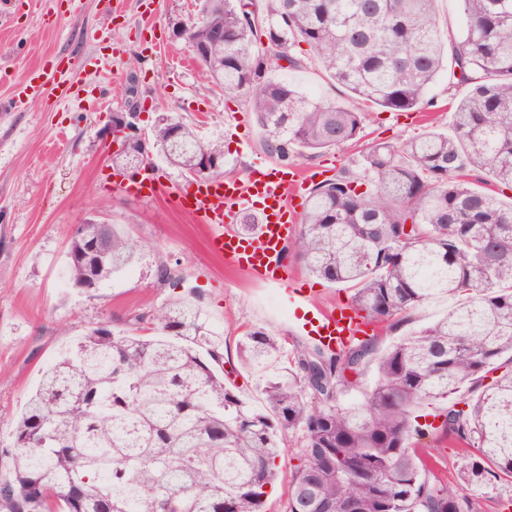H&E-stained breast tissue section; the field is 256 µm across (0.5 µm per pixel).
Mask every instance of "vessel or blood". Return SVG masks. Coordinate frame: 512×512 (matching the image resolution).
<instances>
[{
    "mask_svg": "<svg viewBox=\"0 0 512 512\" xmlns=\"http://www.w3.org/2000/svg\"><path fill=\"white\" fill-rule=\"evenodd\" d=\"M318 170L300 171L274 167L241 183L235 180L201 179L187 185L177 197L183 211L198 219L207 229L211 254L245 270L253 277L277 286H287L288 301L302 316L295 325L298 333L324 347L335 349L348 344L362 331L353 313L318 311L304 293L290 288L287 244L296 233L299 213L296 201L307 183L318 178ZM112 184L126 194L156 196L161 190L158 176L126 180L114 171ZM258 207L262 223L259 232L241 236L232 231L238 212Z\"/></svg>",
    "mask_w": 512,
    "mask_h": 512,
    "instance_id": "b4317fda",
    "label": "vessel or blood"
}]
</instances>
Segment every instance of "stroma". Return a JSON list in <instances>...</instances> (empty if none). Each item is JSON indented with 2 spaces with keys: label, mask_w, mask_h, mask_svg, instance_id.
I'll list each match as a JSON object with an SVG mask.
<instances>
[{
  "label": "stroma",
  "mask_w": 512,
  "mask_h": 512,
  "mask_svg": "<svg viewBox=\"0 0 512 512\" xmlns=\"http://www.w3.org/2000/svg\"><path fill=\"white\" fill-rule=\"evenodd\" d=\"M195 0H0V70L34 73L48 59L71 56L69 96L22 93L0 81V448L12 442V421L60 351L103 322L127 326L146 305L156 307L196 294L211 329L221 339L226 382L254 407H262L259 377L243 369L239 340L251 327L304 343L282 288L226 268L206 250V231L173 202L187 178L159 163L162 191L128 196L112 186V158L119 153L109 124L113 113L134 111L142 132L158 114L220 139L244 182L277 166L245 98L224 96L207 83L173 24L196 15ZM279 77L307 92L368 114L370 139L401 144L430 130H449L450 100L467 87H452L440 74L430 90L433 106L411 112L366 107L328 79L315 60ZM111 219L141 241L130 269L92 292L71 283L65 256L76 225ZM175 280L156 277L159 266ZM290 284L310 293L324 310L352 301V289L332 286L291 258ZM432 466L448 488L459 482L460 445L430 438Z\"/></svg>",
  "instance_id": "35a3bbf8"
}]
</instances>
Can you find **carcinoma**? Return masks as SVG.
I'll return each mask as SVG.
<instances>
[{"instance_id": "1", "label": "carcinoma", "mask_w": 512, "mask_h": 512, "mask_svg": "<svg viewBox=\"0 0 512 512\" xmlns=\"http://www.w3.org/2000/svg\"><path fill=\"white\" fill-rule=\"evenodd\" d=\"M462 34L445 41L436 0H264L268 45L239 0H201L181 36L226 97H244L265 146L286 164L361 139L367 115L307 95L272 73L269 55L297 69L308 45L331 79L396 112L424 104L444 64L469 92L452 133L402 146L373 142L309 192L292 246L315 276L355 289L357 309L396 329L444 295H467L437 321L376 354L372 340L333 351L282 342L261 327L239 344L265 374V408L224 383L223 353L193 297L73 341L41 374L13 421V476L0 512H262L280 444L297 435L284 512H474L471 493L512 485V205L459 180L483 173L512 189V0H460ZM224 38L213 46L215 36ZM200 150L227 165L224 143L170 117L130 139L112 165L150 153L191 176ZM412 228L405 230V224ZM101 283L141 244L120 224L102 242ZM154 335L146 336L144 332ZM374 363L364 399L344 404ZM500 371L491 388L477 391ZM472 396L469 413L449 404ZM437 405L438 427L416 412ZM477 453L450 490L429 465L433 430Z\"/></svg>"}]
</instances>
